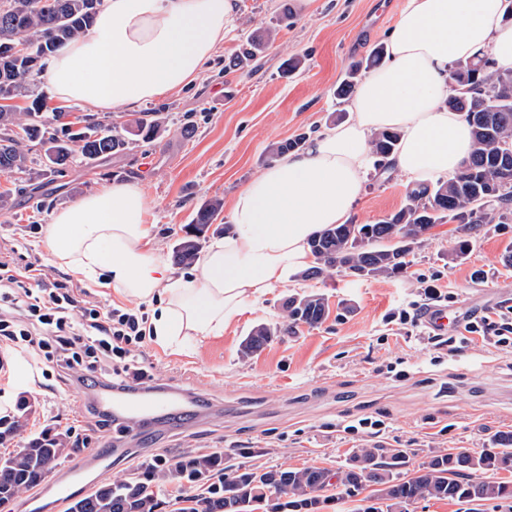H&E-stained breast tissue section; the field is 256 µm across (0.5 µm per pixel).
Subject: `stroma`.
Returning <instances> with one entry per match:
<instances>
[{
	"mask_svg": "<svg viewBox=\"0 0 512 512\" xmlns=\"http://www.w3.org/2000/svg\"><path fill=\"white\" fill-rule=\"evenodd\" d=\"M403 0H241L234 29L191 86L140 108L102 114V122L124 128L140 112L160 110L165 131L149 145L127 150L94 168L73 164L65 176L47 174L44 151L33 147L28 174L0 175V191L12 189L14 204L0 211V248L38 261L43 282L71 277V270L42 249L43 227L52 211L112 181L136 180L150 208L149 221L165 253L185 234L198 206L218 198L228 224L234 194L270 164L267 149L297 135L314 136L336 125L339 102L333 91L350 63L364 59L386 40ZM265 37L260 55L243 69L229 63L248 37ZM302 61L285 74L288 59ZM411 184L369 173L352 208L358 224H373L400 209ZM455 223L426 232L402 273L359 279L334 271L275 288L255 310L225 327L223 335L173 351L147 341L141 356L149 381L180 391L200 405L187 425L155 419L126 434L125 419L106 424L86 409L96 398L78 389L61 392L46 361L32 363L33 385H15L16 401L29 402L25 430L5 451H16L42 430L87 441L57 461L54 482L93 490L116 479L143 476L156 455L170 461L187 454H219L224 474L239 467L345 470L350 451L369 443L407 450L409 471L439 452L494 447L512 432V354L466 335L456 356L429 351L411 326L387 323L394 309L423 301L439 289L450 312L484 315L512 306V267L502 256L512 248V223L484 227L469 253L457 256ZM323 294L329 313L319 326H300L274 338L250 358L239 345L257 325L281 321L292 294ZM387 423L375 438L339 432L362 415ZM103 455L93 469L79 470L91 449Z\"/></svg>",
	"mask_w": 512,
	"mask_h": 512,
	"instance_id": "obj_1",
	"label": "stroma"
}]
</instances>
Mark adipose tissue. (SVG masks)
I'll list each match as a JSON object with an SVG mask.
<instances>
[{"label":"adipose tissue","mask_w":512,"mask_h":512,"mask_svg":"<svg viewBox=\"0 0 512 512\" xmlns=\"http://www.w3.org/2000/svg\"><path fill=\"white\" fill-rule=\"evenodd\" d=\"M506 0H404L387 58L349 102L351 122L314 135L235 194L231 223L195 271L167 261L135 182L103 185L57 209L44 250L96 288L149 305L161 347L185 349L220 336L272 288L311 266L309 241L346 223L372 166L375 134H401L391 169L415 183L454 177L474 142L446 105L456 62L492 54L512 66ZM238 0H106L93 27L49 58L53 99L97 112L159 100L194 83L235 26Z\"/></svg>","instance_id":"ef3b65f1"}]
</instances>
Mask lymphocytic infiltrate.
<instances>
[{
    "label": "lymphocytic infiltrate",
    "mask_w": 512,
    "mask_h": 512,
    "mask_svg": "<svg viewBox=\"0 0 512 512\" xmlns=\"http://www.w3.org/2000/svg\"><path fill=\"white\" fill-rule=\"evenodd\" d=\"M147 322L138 309H103L71 281L44 287L35 262L0 256V341L55 362L68 386L121 393L142 383L135 353Z\"/></svg>",
    "instance_id": "f902f5d3"
}]
</instances>
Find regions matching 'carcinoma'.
Instances as JSON below:
<instances>
[{"label": "carcinoma", "mask_w": 512, "mask_h": 512, "mask_svg": "<svg viewBox=\"0 0 512 512\" xmlns=\"http://www.w3.org/2000/svg\"><path fill=\"white\" fill-rule=\"evenodd\" d=\"M98 11L92 0H0V92L7 99L27 98L18 110L0 105V173L27 172L28 144L45 148L48 170L63 174L70 164L101 161L118 152L151 143L164 132L160 111L144 112L135 120V138L112 131L102 122L87 123L78 131L61 126L45 116L43 99L32 87L42 73L45 60L92 26ZM384 59V48L374 50L353 66L336 87L338 99L355 89L361 70H370ZM455 88L448 107L461 112L472 127L474 151L462 170L452 179L419 185L406 194V203L375 224H336L323 230L311 242L316 265L302 274L318 278L341 268L351 275L369 278L392 277L403 272L413 245L435 224H461L466 237L456 254L465 255L472 246V234L485 224L512 223V66L498 65L480 57L459 62L451 69ZM396 131L378 133L371 141L375 167L388 171L386 160L399 145ZM223 208L212 198L195 212L186 235L174 247V259L188 264L196 255L211 224ZM327 302L317 292L288 299L283 316L288 327H310L326 318ZM281 333L278 324H261L240 344V356L248 358ZM27 425V416L14 415L0 430L5 444ZM68 452V442L59 435L31 438L24 453L0 458V493L10 499L41 483L51 464ZM406 452L369 445L352 452L348 467L337 476L344 488H359L358 481L369 476L376 512H407L420 499L459 503L498 500L512 512V481L499 480L502 472L512 474V432L496 439V447L479 453H440L409 476L400 468ZM224 473V458L213 454L189 455L179 465L178 477L188 483H202ZM166 478L154 468L143 478L102 483L93 492L74 498L68 512H158L160 502L151 483ZM327 469L272 468L256 471L240 468L229 480L207 486L195 512H257L271 507V500L288 491L283 512H320L317 492L330 484Z\"/></svg>", "instance_id": "carcinoma-1"}]
</instances>
